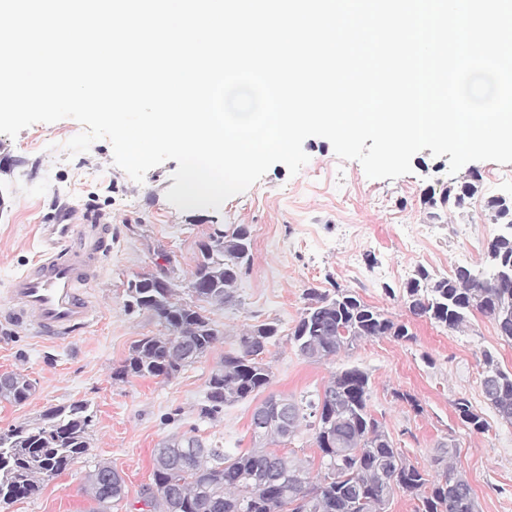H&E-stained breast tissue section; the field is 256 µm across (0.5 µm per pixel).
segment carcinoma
Here are the masks:
<instances>
[{"label":"carcinoma","instance_id":"1","mask_svg":"<svg viewBox=\"0 0 512 512\" xmlns=\"http://www.w3.org/2000/svg\"><path fill=\"white\" fill-rule=\"evenodd\" d=\"M480 176L469 173L440 195L427 194L423 204L432 216L461 209L479 193ZM485 209L495 224L512 225V198L491 197ZM200 258L187 289L192 300L179 298L168 269L145 274L127 284L126 306L147 310L164 327L160 336L135 342L128 358L113 369L112 380L131 377L170 379L204 357L219 340V331L205 315L203 304L223 306L235 301L238 281L251 266V234L244 224L215 228L199 243ZM402 298L418 318L450 330H460L470 315L479 313L496 324L499 335L512 342V233H499L488 244L487 260L477 270L460 267L450 277L425 268L416 271L403 287ZM307 304L288 340L302 357L321 361L354 343L391 336L411 340L406 324L388 318L347 288H310ZM278 328L262 323L237 339V348L224 353L207 384L204 418L213 419L224 407L254 399L271 383L272 372L261 355ZM482 391L498 417L512 425V371L485 355ZM369 376L358 368L334 373L323 395L289 401L292 416L288 431L267 430L262 444L246 451L205 446L193 448V436L164 445L155 458L149 492L153 512H386L395 490L414 496L418 512H476L473 490L457 470L458 448L441 446L431 458L434 471L419 469L394 447L381 421L368 410ZM32 383L23 374L9 373L0 385V399L15 404L31 395ZM461 422L482 433L486 421L472 412L469 400L455 403ZM93 411L86 402L49 408L34 423L0 431V504L8 505L36 495L53 478L88 454ZM314 430L320 451L322 479L311 480L309 464L276 445L297 436L301 424ZM451 480H446V477ZM87 492L104 512L119 505L124 480L106 462L86 475Z\"/></svg>","mask_w":512,"mask_h":512}]
</instances>
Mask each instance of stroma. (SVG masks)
Masks as SVG:
<instances>
[{"label": "stroma", "mask_w": 512, "mask_h": 512, "mask_svg": "<svg viewBox=\"0 0 512 512\" xmlns=\"http://www.w3.org/2000/svg\"><path fill=\"white\" fill-rule=\"evenodd\" d=\"M81 130L65 118L33 124L14 138L0 134V373L25 374L35 386L22 404L0 401V430L75 401H87L94 411L87 455L45 481L37 495L0 504V512H90L94 503L84 485L100 461L125 479V498L113 512H135L153 485V455L164 442L191 433L208 446L252 447L254 401L225 407L212 420L199 412L212 369L244 329L265 322L279 328L264 355L272 371L269 393L298 400L321 392L334 372L359 368L370 379L372 414L408 463L429 466L438 446L455 445L477 512H512V425L498 418L481 387L485 353L511 370L512 342L481 314L456 332L412 316L400 296L418 266L445 276L461 266H483L499 232L484 200L512 196V164L471 162L482 177L481 197L433 220L421 200L451 184L447 157L426 149L413 156L411 173L371 179L359 162L338 158L327 139L311 137L303 144L309 161L298 174L278 163L220 209L182 211L166 199L176 161L151 169L138 183L114 164L108 140L68 156L64 144ZM502 169L509 179L491 182ZM67 210L103 217L110 234L90 288L95 316L72 334L52 338L16 319L7 288L34 259L44 225ZM239 224L251 232L253 260L235 303L207 309L220 342L175 378L113 381V369L137 340L163 332L151 312L127 310V282L164 263L173 283L186 287L199 241L212 228ZM333 284L406 323L414 340L372 338L321 362L301 357L288 335L305 293ZM460 398L486 420L485 432L460 421Z\"/></svg>", "instance_id": "35a3bbf8"}]
</instances>
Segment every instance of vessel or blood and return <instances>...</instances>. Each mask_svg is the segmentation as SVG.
Wrapping results in <instances>:
<instances>
[{"mask_svg": "<svg viewBox=\"0 0 512 512\" xmlns=\"http://www.w3.org/2000/svg\"><path fill=\"white\" fill-rule=\"evenodd\" d=\"M42 242L43 250L34 263L12 279L9 299L18 316L39 334L66 336L85 326L95 313L89 284L106 240L75 224H49Z\"/></svg>", "mask_w": 512, "mask_h": 512, "instance_id": "1", "label": "vessel or blood"}]
</instances>
